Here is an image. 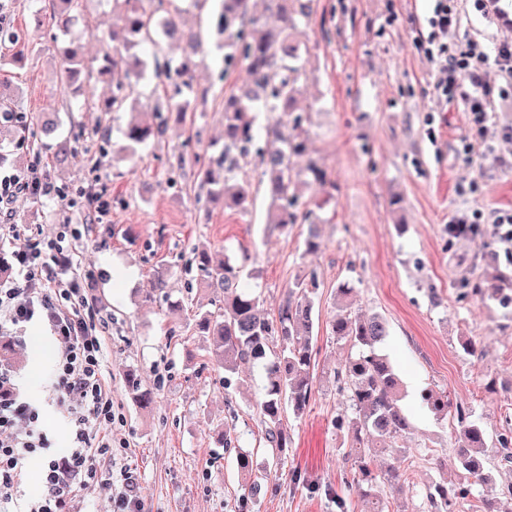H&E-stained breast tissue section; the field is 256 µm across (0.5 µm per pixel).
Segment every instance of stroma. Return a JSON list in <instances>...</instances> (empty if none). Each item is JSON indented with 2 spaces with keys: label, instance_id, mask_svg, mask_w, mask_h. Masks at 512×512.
Returning <instances> with one entry per match:
<instances>
[{
  "label": "stroma",
  "instance_id": "obj_1",
  "mask_svg": "<svg viewBox=\"0 0 512 512\" xmlns=\"http://www.w3.org/2000/svg\"><path fill=\"white\" fill-rule=\"evenodd\" d=\"M174 3L185 29L205 31L196 58L199 94L185 120L168 115L157 145L130 149L118 132L102 145L95 131L108 120L83 102L111 96V83L82 78L64 88L57 79L64 36L95 67L105 50L103 35H121L112 0H85L67 35L32 27L33 12L51 8V0H12L7 25L19 35L23 59L0 64V84L12 90L20 111H68L84 131L58 165L52 151L16 150L20 136L35 137L36 127H2L0 164L24 168L41 159L64 192L16 202L19 241L48 239L66 227L79 232L72 246L86 273L84 293L93 317L105 323L116 416L112 461L130 469L148 512H337L339 495L349 512H361L359 489L340 453L351 435L333 425L344 409L334 372L349 350L331 335L330 323L340 312L336 289L347 279L356 285L352 311L387 320L385 351L402 381L445 390L473 411L490 437L512 436V305L461 285L466 277L512 273V254L486 229L496 212L512 210V145L497 139L502 127L512 126V99L497 104L489 121L495 139L484 148L472 137L463 102H442L434 88L436 72L424 54L432 0H313L301 28L308 80L296 108L305 118L306 156L322 165L332 186L312 183L303 190L322 243L309 254L306 224L270 223L260 156L251 155L240 175L251 185L249 211L209 200L201 189L200 165L224 145V96L245 83L247 73L240 67L220 74L223 37L212 26L217 0L201 9L193 0ZM453 7L459 21L449 53L467 51L472 42L493 53L505 35L494 17L477 12L470 0H455ZM183 151L198 155L199 166L178 167ZM90 189L100 198L96 220L87 224L77 199ZM461 209L482 225L480 235H449L448 223ZM19 241L1 245L0 252L12 254ZM201 250L216 263L228 254L243 258L261 295L258 310L268 319L296 281L318 279L313 395L304 415L284 418L291 444L279 466H267L260 444L255 401L262 371L243 364L236 386L225 387L209 338L193 329L194 309L209 308L211 300L198 284ZM161 274L164 292L145 302ZM36 338L46 350L40 362L32 352ZM468 340L476 353L464 350ZM13 349L21 392L39 405L55 447H68L67 420L50 399L56 340L32 324ZM131 369L155 395L151 410L139 409L127 390ZM401 404L413 423L406 438L412 459L397 458L390 448L368 455L374 473L391 466L403 473L400 499L409 512H419L431 478L444 472L460 483L465 476L454 467L448 420L420 400ZM229 428L254 453L252 475L264 484L257 498L247 495L250 475L238 471L234 451L220 443Z\"/></svg>",
  "mask_w": 512,
  "mask_h": 512
}]
</instances>
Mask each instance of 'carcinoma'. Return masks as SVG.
I'll return each mask as SVG.
<instances>
[{
    "label": "carcinoma",
    "instance_id": "carcinoma-1",
    "mask_svg": "<svg viewBox=\"0 0 512 512\" xmlns=\"http://www.w3.org/2000/svg\"><path fill=\"white\" fill-rule=\"evenodd\" d=\"M293 13H283L282 25L269 27L260 15L249 10V0H224L217 28L224 35V66L240 61L249 74V83L237 93L224 98V150L210 165L202 169L201 183L209 187L211 196L224 198L244 210L251 202V191L238 173L248 158L255 140V107L263 105L271 112H281L287 122L276 123L266 130L267 146L259 150L264 166L267 190L274 208V223L295 224L308 220L311 212L298 216L299 176L295 159L304 155L305 140L301 138L304 117L294 111L296 96L306 78L300 46L293 37L311 16L313 0H296ZM124 4L123 20L127 37L121 45L105 53L97 71L112 78V98L101 111L109 114L124 109L133 92V81L140 80L147 61L138 58L133 67H126L124 53L134 46L158 45V39L185 41L179 56L154 60L155 76L172 87L168 111L188 112L197 94L194 82V57L202 49L201 36L184 38L179 18L169 11L165 0H112ZM82 0H58L57 8L33 14L35 29L45 25L67 31L80 14ZM67 66L62 78L70 83L83 70V58L76 48L64 52ZM164 121L143 125L132 118L121 135L130 144L144 146L160 142L164 137ZM199 285L215 295L213 310L198 309L193 314L195 325L208 332L212 353L224 367V388L236 383L240 363L259 367L264 380L256 409L270 445L268 464L278 466L290 444L282 426L286 410L303 415L310 404L314 388V297L318 290L315 278L299 280L279 306L278 317H261L257 306L259 296L245 271L231 257L212 264L207 258L199 261ZM336 342L349 346L350 354L336 371L337 389L347 402L345 412L336 417V429L351 433V442L342 454L353 461V482L366 486L363 491L367 512H389L387 500L399 492L400 474L392 467L383 478L373 472L365 448L373 442L382 446L395 444L411 434L412 422L400 404L402 384L398 371L383 351L389 336L387 322L378 314L347 312L330 323ZM281 339L280 353L272 352L276 339ZM127 386L141 409L154 405L153 393L142 389L137 375L130 372ZM422 400L436 415L448 416L453 403L448 394L428 390ZM456 465L473 483L493 492L484 498L485 512H512V484L499 490L493 481V467L512 466V448L508 440L493 447L485 428L477 419L458 418L454 427ZM465 487L448 488V478L440 476L425 488L428 512H453L454 500L466 499Z\"/></svg>",
    "mask_w": 512,
    "mask_h": 512
}]
</instances>
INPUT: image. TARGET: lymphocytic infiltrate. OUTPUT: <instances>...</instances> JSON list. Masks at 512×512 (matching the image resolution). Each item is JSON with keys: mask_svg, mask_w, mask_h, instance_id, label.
I'll use <instances>...</instances> for the list:
<instances>
[{"mask_svg": "<svg viewBox=\"0 0 512 512\" xmlns=\"http://www.w3.org/2000/svg\"><path fill=\"white\" fill-rule=\"evenodd\" d=\"M438 40L425 55L437 68L441 98H458L465 105L478 141H486L489 112L496 96H512V38L500 41L494 58L478 44L467 53L449 54L447 38L458 18L448 0H434L429 18ZM494 63L503 82L500 90L476 78L486 63ZM473 73L471 86L461 77ZM41 167H0V237L17 234L13 203L19 196L59 195ZM13 275L0 279V331L21 336L26 325L39 321L59 342L52 383V400L71 426V444L56 452L39 426V409L20 394L11 367H0V512H81L86 492L110 488V512H146L132 477L112 484V389L105 374L102 325L89 312L83 274L73 262L64 235L39 240L15 251ZM38 461L43 484L40 495L24 491L31 461Z\"/></svg>", "mask_w": 512, "mask_h": 512, "instance_id": "obj_1", "label": "lymphocytic infiltrate"}]
</instances>
